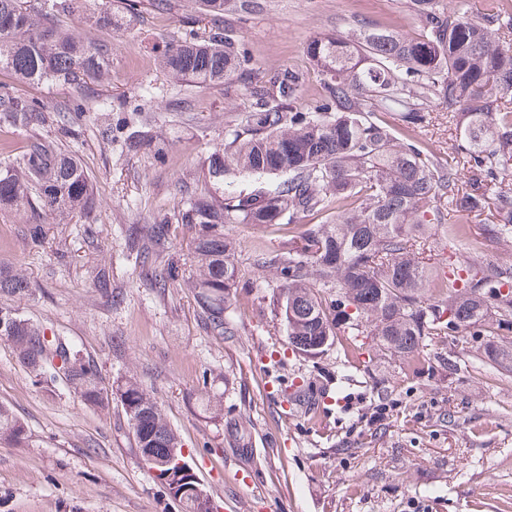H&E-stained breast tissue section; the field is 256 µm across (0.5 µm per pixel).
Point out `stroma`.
Instances as JSON below:
<instances>
[{"mask_svg":"<svg viewBox=\"0 0 512 512\" xmlns=\"http://www.w3.org/2000/svg\"><path fill=\"white\" fill-rule=\"evenodd\" d=\"M121 0H79L62 28L110 45L108 81L87 84L91 106L80 126L43 132L75 153L93 179L89 218L47 225L42 245L21 217L0 216V264L22 273L30 289L2 296L43 330L94 361L106 383L137 377L179 435L198 482L217 512H512V373L482 357L470 336L427 340L429 365L413 372L378 340L361 358L328 348L315 357L291 349L272 296L280 270L266 265L287 226L231 224L239 288L225 312L223 336L209 332L182 282L155 287L152 270L189 263L176 218L189 191L203 188L205 159L245 112L237 90L173 80L156 56L186 33L212 24L239 32L258 75L304 74L301 110L319 100L307 43L346 31L353 18L411 35L409 0H267L260 13L212 20L200 0H170L124 26H99ZM65 112L77 92L19 83L0 85ZM140 131L165 142L130 147ZM167 222L163 248L146 264L131 258L129 229ZM432 231L437 264L512 263V242L445 248ZM112 270V293L95 284ZM468 359L451 375L448 354ZM224 399L210 417L207 397ZM0 405L27 426L25 448L0 446V512H180L135 445L120 403L100 411L64 382L37 383L0 339Z\"/></svg>","mask_w":512,"mask_h":512,"instance_id":"stroma-1","label":"stroma"}]
</instances>
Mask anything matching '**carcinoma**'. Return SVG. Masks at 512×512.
I'll use <instances>...</instances> for the list:
<instances>
[{
  "instance_id": "obj_1",
  "label": "carcinoma",
  "mask_w": 512,
  "mask_h": 512,
  "mask_svg": "<svg viewBox=\"0 0 512 512\" xmlns=\"http://www.w3.org/2000/svg\"><path fill=\"white\" fill-rule=\"evenodd\" d=\"M215 16L246 19L263 9L261 0H203ZM419 32L408 36L362 19L345 35L312 39L306 55L317 71L321 100L303 112L297 106L303 74L255 77L251 56L233 30L213 26L166 49L160 65L175 80L201 86L224 84L245 90V121L227 130L224 151L208 159L211 184L229 175L276 176L250 193L206 191L191 197L177 221L187 235L193 264L188 272L166 268L162 281L182 279L191 288L214 336L224 335V312L239 287L228 224L254 228L292 226L271 262L284 283L275 310L290 345L315 356L345 338L357 353L364 324L409 368L425 367L424 341L464 333L482 338L485 358L512 370V348L497 341L512 329V264L451 267L431 263L427 228L445 226L448 204L463 216L490 204L494 221L483 240H512V12L501 0H484L482 14L468 0H411ZM71 0H42L31 12L25 0H0V70L23 82L81 89L108 80L112 48L86 42L55 25ZM396 112L408 128L425 129L444 120L454 135L448 153L463 154L462 172L423 141L399 142L377 112ZM45 106L12 89L0 88V123L34 128L45 124ZM497 186L488 199L490 186ZM91 176L64 145L34 138L18 160L0 163V214L42 213L60 222L86 216L93 207ZM323 224H304L309 214ZM142 241L158 244L167 225L132 228ZM433 283L443 298L427 295ZM29 282L0 266V295H21ZM336 292V298L321 295ZM0 338L42 379L69 373L67 386L84 404L107 410L117 396L139 452L182 448L178 434L156 401L133 377L116 388L105 385L97 366L81 351L49 341L38 327L11 308ZM24 423L0 405V446L23 447Z\"/></svg>"
}]
</instances>
